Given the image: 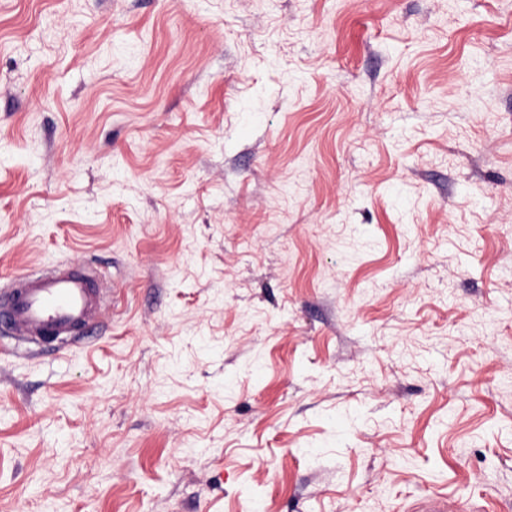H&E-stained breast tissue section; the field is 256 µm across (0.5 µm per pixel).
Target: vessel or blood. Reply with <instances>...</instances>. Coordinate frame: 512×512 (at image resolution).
Listing matches in <instances>:
<instances>
[{"mask_svg": "<svg viewBox=\"0 0 512 512\" xmlns=\"http://www.w3.org/2000/svg\"><path fill=\"white\" fill-rule=\"evenodd\" d=\"M101 302L88 273L59 262L18 276L0 299V327L35 346L52 345L82 336Z\"/></svg>", "mask_w": 512, "mask_h": 512, "instance_id": "obj_1", "label": "vessel or blood"}]
</instances>
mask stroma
<instances>
[{"instance_id":"stroma-1","label":"stroma","mask_w":512,"mask_h":512,"mask_svg":"<svg viewBox=\"0 0 512 512\" xmlns=\"http://www.w3.org/2000/svg\"><path fill=\"white\" fill-rule=\"evenodd\" d=\"M0 512H512V0H0ZM0 302V327L38 347L81 337L96 319L102 297L90 275L59 262L16 277Z\"/></svg>"}]
</instances>
